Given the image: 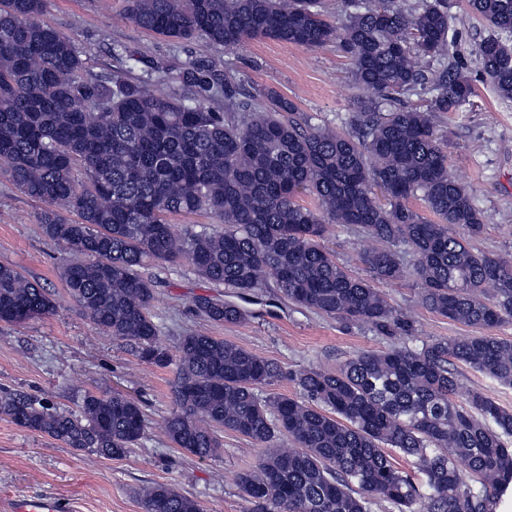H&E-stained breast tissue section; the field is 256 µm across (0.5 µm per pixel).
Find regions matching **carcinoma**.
I'll list each match as a JSON object with an SVG mask.
<instances>
[{
  "instance_id": "carcinoma-1",
  "label": "carcinoma",
  "mask_w": 512,
  "mask_h": 512,
  "mask_svg": "<svg viewBox=\"0 0 512 512\" xmlns=\"http://www.w3.org/2000/svg\"><path fill=\"white\" fill-rule=\"evenodd\" d=\"M331 22L321 0H126L139 28L199 38L228 50L247 38L349 56L356 87L349 129L303 126L294 104L271 90L246 95L205 60L173 68L113 50L119 69H87L74 37L42 21L46 0H0V175L47 205L44 236L91 258L62 279L102 334L129 342L149 365L176 364L173 447L220 455L231 432L258 448L234 483L250 512H493L512 480V410L481 392L459 396L455 364L512 387V343L489 330L512 320V262L474 247L485 216L451 171L431 121L471 104L463 67L432 63L459 54L448 0H337ZM489 33L470 55L499 97L512 99V0H466ZM426 88L425 109L398 95ZM307 193L313 210L297 201ZM421 197L430 220L407 206ZM75 212L71 221L67 212ZM206 213L224 225L169 223ZM332 224L361 229L369 277L353 275L324 245ZM411 256L406 268L392 246ZM187 263L202 281L240 295L274 279L289 303L346 329L366 324L405 343L363 351L334 370L302 369L298 395L263 393L281 367L203 329L180 336L175 354L157 346L151 262ZM413 276L431 312L474 329L418 341L376 280ZM56 307L47 289L0 264V322L23 324ZM195 316L237 325L240 305L196 296ZM15 425L106 459L143 438L140 405L121 393L86 392L78 411L0 393ZM409 462L397 466L395 455ZM143 512H202L166 483L137 491Z\"/></svg>"
}]
</instances>
